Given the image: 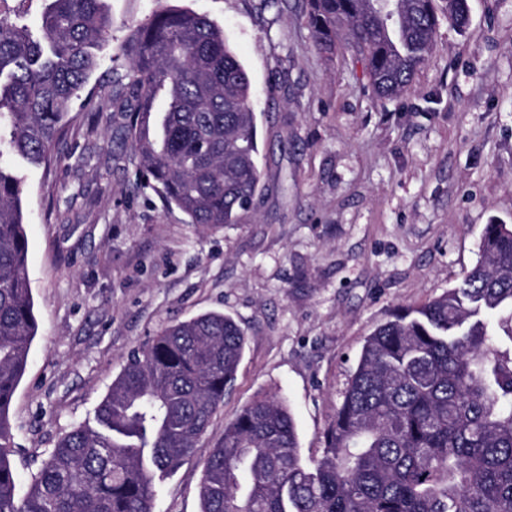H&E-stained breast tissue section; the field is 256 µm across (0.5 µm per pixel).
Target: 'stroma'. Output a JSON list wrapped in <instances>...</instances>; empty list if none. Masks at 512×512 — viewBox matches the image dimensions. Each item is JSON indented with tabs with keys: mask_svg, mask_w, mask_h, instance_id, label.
<instances>
[{
	"mask_svg": "<svg viewBox=\"0 0 512 512\" xmlns=\"http://www.w3.org/2000/svg\"><path fill=\"white\" fill-rule=\"evenodd\" d=\"M174 3L219 24L249 72L261 196L212 229L137 186L107 77L156 4L106 0L112 39L86 86L97 109L74 103L60 163L10 161L39 325L9 409L23 490L131 350L210 311L244 329L243 356L195 454L158 481L153 512H201L204 459L259 396L286 400L303 460L319 458L365 336L455 287L485 224H512V0H469L463 28L437 0L428 60L391 99L373 94L348 43L315 48L307 0Z\"/></svg>",
	"mask_w": 512,
	"mask_h": 512,
	"instance_id": "obj_1",
	"label": "stroma"
}]
</instances>
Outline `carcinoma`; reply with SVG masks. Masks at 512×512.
<instances>
[{
	"label": "carcinoma",
	"instance_id": "1",
	"mask_svg": "<svg viewBox=\"0 0 512 512\" xmlns=\"http://www.w3.org/2000/svg\"><path fill=\"white\" fill-rule=\"evenodd\" d=\"M40 38L0 13V512H152L156 478L193 454L232 388L245 334L223 313L163 328L129 353L93 419L60 437L24 495L9 408L38 321L24 181L8 158L58 161L69 114L112 39L105 0H44ZM315 47L345 39L374 92L395 97L425 63L435 0H307ZM467 23L468 0H446ZM124 134L149 187L192 224L238 223L261 193L252 85L208 16L156 0L118 49ZM164 107L156 108L157 100ZM201 512H512V224L484 226L481 260L444 295L366 337L324 435L302 462L278 397L243 407L204 460Z\"/></svg>",
	"mask_w": 512,
	"mask_h": 512
}]
</instances>
